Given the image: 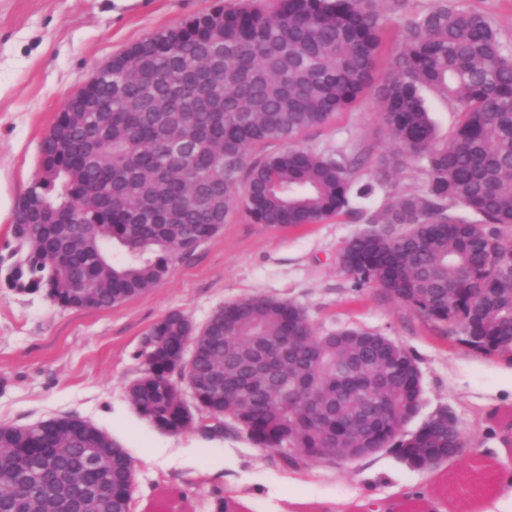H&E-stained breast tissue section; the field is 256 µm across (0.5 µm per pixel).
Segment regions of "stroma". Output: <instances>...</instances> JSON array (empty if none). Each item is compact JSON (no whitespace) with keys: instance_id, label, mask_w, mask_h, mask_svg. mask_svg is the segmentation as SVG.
<instances>
[{"instance_id":"1","label":"stroma","mask_w":512,"mask_h":512,"mask_svg":"<svg viewBox=\"0 0 512 512\" xmlns=\"http://www.w3.org/2000/svg\"><path fill=\"white\" fill-rule=\"evenodd\" d=\"M219 0H0V256L14 249V213L34 183L40 144L64 102L130 45ZM309 148L368 149L361 181L376 182L391 136L376 90L348 112L306 131ZM402 163L351 214L282 230L241 215L186 258L151 291L109 309H64L40 293H19L0 270V424L27 426L70 414L108 432L133 461L131 512H448L473 500L498 475H512V356L469 350L444 325L421 317L376 285L356 287L339 252L387 195L425 181ZM260 294L302 306L318 333L359 327L412 350L424 405L407 428L440 409L454 415L462 455L415 471L393 452L347 461L301 463L306 485L288 486L277 453L244 431L213 435L159 430L141 417L127 387L142 366V334L172 311L201 325L219 307Z\"/></svg>"}]
</instances>
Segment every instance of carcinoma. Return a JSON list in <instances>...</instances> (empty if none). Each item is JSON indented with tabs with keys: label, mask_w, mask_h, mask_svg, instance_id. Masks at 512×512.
Here are the masks:
<instances>
[{
	"label": "carcinoma",
	"mask_w": 512,
	"mask_h": 512,
	"mask_svg": "<svg viewBox=\"0 0 512 512\" xmlns=\"http://www.w3.org/2000/svg\"><path fill=\"white\" fill-rule=\"evenodd\" d=\"M391 75L378 89L381 119L400 160L426 174L419 191L387 196L374 223L339 254L356 286L375 283L458 343L512 353V48L488 16L460 0H433L406 15ZM378 0L227 2L112 57L93 91L100 110L63 112L43 138L38 175L13 224L5 277L62 308L110 309L149 292L170 264L191 255L241 212L254 224L290 228L350 211L374 185L358 184V157L298 145L304 132L350 111L372 85L384 42ZM458 108L451 141L439 143L422 96ZM288 145L252 156L257 146ZM120 248L126 259L112 260ZM206 343L188 363V338ZM282 336L286 391L263 378L237 392L252 354ZM142 375L128 388L156 428L244 430L285 465L323 458L324 438L345 448L367 421L371 441L396 455L464 443L442 410L402 430L418 395L411 350L395 356L361 328L317 333L306 310L263 295L215 310L198 327L171 311L135 352ZM359 373L348 380L351 359ZM383 380L376 388L371 381ZM111 435L72 415L28 427L0 425V512H79L70 486L94 495L88 512H130L132 460ZM53 461L58 477L47 483Z\"/></svg>",
	"instance_id": "obj_1"
}]
</instances>
